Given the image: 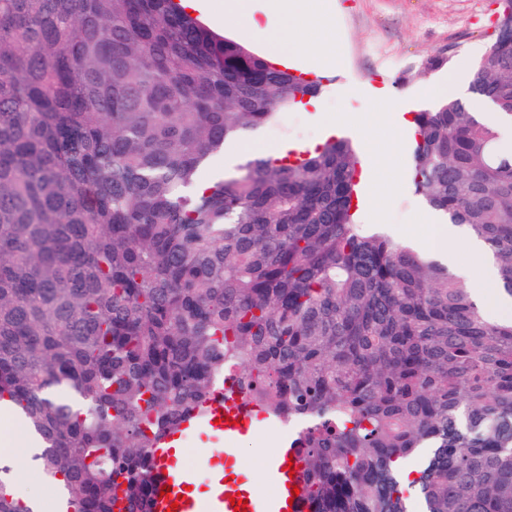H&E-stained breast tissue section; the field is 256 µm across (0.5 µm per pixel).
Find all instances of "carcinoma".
Masks as SVG:
<instances>
[{
    "mask_svg": "<svg viewBox=\"0 0 512 512\" xmlns=\"http://www.w3.org/2000/svg\"><path fill=\"white\" fill-rule=\"evenodd\" d=\"M176 0H0V403L56 512H153L152 449L232 378L303 429L307 512H512V317L357 222L332 135L207 180L318 97ZM472 92L512 123V0ZM415 193L512 297V149L457 98L412 113ZM0 461V512H40ZM466 247L470 258L471 277L483 286H494L496 282V270L494 262L488 258L487 247L473 239L467 241ZM472 283L474 288H480L479 284L476 282Z\"/></svg>",
    "mask_w": 512,
    "mask_h": 512,
    "instance_id": "1",
    "label": "carcinoma"
}]
</instances>
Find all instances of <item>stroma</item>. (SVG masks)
<instances>
[{
  "label": "stroma",
  "mask_w": 512,
  "mask_h": 512,
  "mask_svg": "<svg viewBox=\"0 0 512 512\" xmlns=\"http://www.w3.org/2000/svg\"><path fill=\"white\" fill-rule=\"evenodd\" d=\"M497 10L498 0H334L332 20L340 67L327 75L320 95L324 109L356 115L377 111L368 92L378 74L384 75L390 97L406 113L434 106V99L423 92L430 84H455L456 98H471L473 65L491 41ZM438 54L449 56V64L425 69V61ZM325 134L311 113L292 108L278 124L250 132L248 150L238 151L237 156L242 159L270 148L309 147L321 142ZM410 165L411 152L402 148L391 171L398 181L397 190L384 205H377L370 184L362 185L358 221L384 227L395 240L417 242L424 229L423 219L435 222L439 216L415 194ZM13 434L14 445L0 447V456L18 460L17 488L53 499L52 488L34 482L24 463L28 440L23 425L15 424ZM283 439V433L270 430L266 422H254L238 442L234 457L224 459L225 472L253 492L270 493L265 481L266 458L261 451L281 444Z\"/></svg>",
  "instance_id": "obj_1"
}]
</instances>
